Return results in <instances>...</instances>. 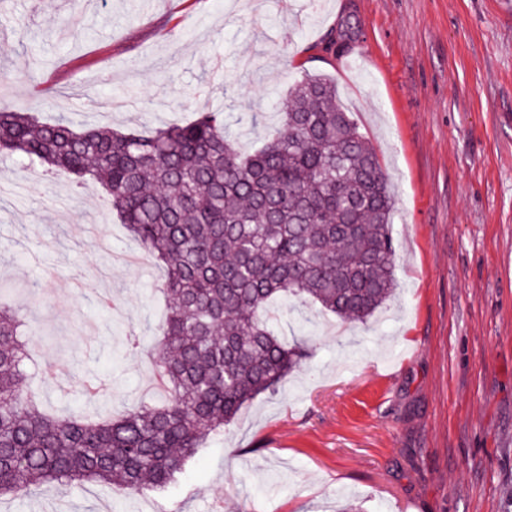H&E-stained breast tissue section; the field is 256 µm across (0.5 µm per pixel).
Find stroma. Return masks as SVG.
Segmentation results:
<instances>
[{
    "instance_id": "obj_1",
    "label": "stroma",
    "mask_w": 512,
    "mask_h": 512,
    "mask_svg": "<svg viewBox=\"0 0 512 512\" xmlns=\"http://www.w3.org/2000/svg\"><path fill=\"white\" fill-rule=\"evenodd\" d=\"M352 18L348 56L313 57ZM336 80L391 182L396 291L340 325L284 299L275 328L307 354L275 390L211 437L176 482L114 496L101 484L0 498V512H512V16L498 0H0V107L77 127H159L223 104L248 152L303 73ZM258 120H251V113ZM139 249L98 184L0 156V283L36 329L40 400L79 409L83 385L115 409L153 382L163 270L113 264L100 239Z\"/></svg>"
}]
</instances>
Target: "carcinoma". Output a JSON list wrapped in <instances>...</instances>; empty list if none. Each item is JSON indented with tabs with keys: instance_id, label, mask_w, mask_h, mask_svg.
Returning a JSON list of instances; mask_svg holds the SVG:
<instances>
[{
	"instance_id": "carcinoma-1",
	"label": "carcinoma",
	"mask_w": 512,
	"mask_h": 512,
	"mask_svg": "<svg viewBox=\"0 0 512 512\" xmlns=\"http://www.w3.org/2000/svg\"><path fill=\"white\" fill-rule=\"evenodd\" d=\"M328 35L321 50L341 55ZM224 110L154 129L78 130L59 114L0 110V153L99 183L112 211L165 269L167 310L146 349L164 386L157 403L115 413L42 408L26 378L28 332L0 289V497L100 483L117 495L163 490L241 408L297 364L278 335L281 297L364 322L396 288L394 196L383 164L336 81L308 72L288 91L279 128L251 154L228 135Z\"/></svg>"
}]
</instances>
